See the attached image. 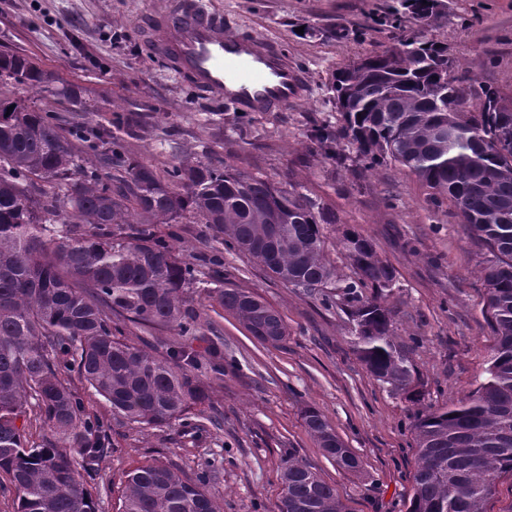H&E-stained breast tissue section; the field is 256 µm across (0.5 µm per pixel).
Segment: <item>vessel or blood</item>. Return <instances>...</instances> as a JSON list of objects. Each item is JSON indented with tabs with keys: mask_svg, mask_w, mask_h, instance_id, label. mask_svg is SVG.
I'll list each match as a JSON object with an SVG mask.
<instances>
[{
	"mask_svg": "<svg viewBox=\"0 0 512 512\" xmlns=\"http://www.w3.org/2000/svg\"><path fill=\"white\" fill-rule=\"evenodd\" d=\"M149 51L173 63L194 88L251 112H282L300 99L304 79L267 41L234 36L201 0H167L148 29Z\"/></svg>",
	"mask_w": 512,
	"mask_h": 512,
	"instance_id": "1",
	"label": "vessel or blood"
}]
</instances>
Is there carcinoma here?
Instances as JSON below:
<instances>
[{
  "label": "carcinoma",
  "instance_id": "1",
  "mask_svg": "<svg viewBox=\"0 0 512 512\" xmlns=\"http://www.w3.org/2000/svg\"><path fill=\"white\" fill-rule=\"evenodd\" d=\"M419 29L436 14L433 0H406ZM49 73L20 55H0V88H44ZM330 90L343 124L317 126L309 139L338 166L355 152L371 170L394 163L448 199L487 258L480 267L494 338L487 377L464 400L416 416V468L408 512H484L505 475L512 476V96L481 87L477 103L455 75L448 48L411 34L386 50L338 69ZM14 106L12 111L7 107ZM83 132L64 130L36 105L0 97V476L17 494L16 512H98L88 478L107 452V426L63 377L82 379L129 423L164 427L211 402L196 355L178 348L155 355L116 336L128 322L144 331L195 336L197 315L186 288L196 279L157 224L191 219L224 235V245L257 260L272 276L307 293L339 298L362 340L353 352L376 380L421 400L408 349L395 341L382 291L394 272L373 244L347 232L343 248L358 280L339 285L323 254L322 225L336 211L293 188L227 163L184 159L161 178L123 157L125 175L111 183L92 170H71ZM89 149L122 157L111 132ZM62 188L31 191L33 180ZM215 301L251 336L277 345L288 336L280 314L240 288H217ZM51 435L29 440L20 421L28 400ZM308 432L339 468L360 461L317 409L303 410ZM82 458L84 473L71 451ZM278 512H347L336 490L285 451ZM201 474L187 479L162 461L128 475L120 512H222Z\"/></svg>",
  "mask_w": 512,
  "mask_h": 512
}]
</instances>
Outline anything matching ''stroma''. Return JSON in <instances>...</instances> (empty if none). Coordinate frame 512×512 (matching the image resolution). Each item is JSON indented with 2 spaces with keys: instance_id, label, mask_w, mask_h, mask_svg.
Listing matches in <instances>:
<instances>
[{
  "instance_id": "35a3bbf8",
  "label": "stroma",
  "mask_w": 512,
  "mask_h": 512,
  "mask_svg": "<svg viewBox=\"0 0 512 512\" xmlns=\"http://www.w3.org/2000/svg\"><path fill=\"white\" fill-rule=\"evenodd\" d=\"M223 11L228 34L280 45L305 76V96L285 112H249L195 91L144 47V29L164 0H0V53L29 58L57 84L77 88L72 106L51 91L13 88V97L50 112L62 127L108 130L124 155L159 176L185 157L221 160L291 183L336 209L323 227L324 257L345 282L355 270L341 239L352 230L370 239L396 273L384 301L397 341L425 391L413 402L373 378L352 350L354 330L340 305L288 286L246 254L228 251L201 224H160L180 258L196 264L201 285L188 297L200 331L190 345L207 355L217 346L224 383L212 400L222 427L192 410L162 428L114 416L111 405L68 372L85 405L111 425L112 446L93 482L98 512H118L128 474L156 460L192 478L207 473L209 493L224 512H277L285 449L333 486L350 512H407L416 450L417 414L465 398L484 378L493 335L479 273L484 250L451 203L433 206L429 189L399 166L362 174L310 151L317 126L338 127L329 85L337 69L380 52L395 33L391 13L401 0H204ZM343 25L354 39L339 41ZM426 39L448 49L464 87L484 85L512 95V0H442ZM220 256L201 262L200 253ZM217 288L258 293L288 326L278 346L258 342L212 299ZM320 410L361 468L349 472L322 453L301 418Z\"/></svg>"
}]
</instances>
